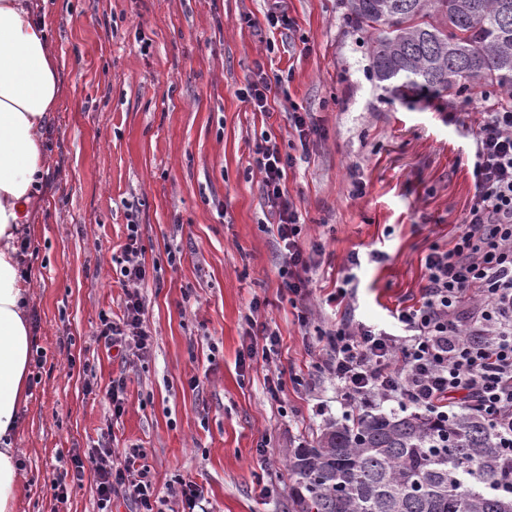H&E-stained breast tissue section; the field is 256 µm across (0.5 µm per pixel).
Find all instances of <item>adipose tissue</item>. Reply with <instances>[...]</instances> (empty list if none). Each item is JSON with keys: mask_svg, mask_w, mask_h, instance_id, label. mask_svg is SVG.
I'll return each mask as SVG.
<instances>
[{"mask_svg": "<svg viewBox=\"0 0 512 512\" xmlns=\"http://www.w3.org/2000/svg\"><path fill=\"white\" fill-rule=\"evenodd\" d=\"M59 93L47 24L27 0H0V512H16L23 494L13 439L34 344L16 242L44 175L41 131Z\"/></svg>", "mask_w": 512, "mask_h": 512, "instance_id": "1", "label": "adipose tissue"}]
</instances>
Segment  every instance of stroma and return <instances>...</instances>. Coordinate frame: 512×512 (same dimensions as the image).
I'll list each match as a JSON object with an SVG mask.
<instances>
[{"label": "stroma", "mask_w": 512, "mask_h": 512, "mask_svg": "<svg viewBox=\"0 0 512 512\" xmlns=\"http://www.w3.org/2000/svg\"><path fill=\"white\" fill-rule=\"evenodd\" d=\"M30 2L49 24L61 92L48 173L21 227L43 358L14 440L18 512H97L93 475L64 505L47 485L104 439L142 449L158 491L196 482L204 512H292L289 455L348 415L312 349L336 321V288L350 279L355 321L399 333L393 313L418 298L424 256L452 246L471 206L481 89L389 100L342 0H287L288 31L267 28L265 0ZM258 67L283 78L264 112L235 94ZM295 110L322 127L286 178L307 242L324 244L305 327L253 167L262 137L297 147ZM132 220L156 270L142 290L154 343L124 366L95 331L123 312L116 269ZM255 298L281 340L273 360L243 362ZM121 373L116 419L104 392ZM89 375L98 393L86 394ZM275 378L281 403L267 392Z\"/></svg>", "instance_id": "stroma-1"}]
</instances>
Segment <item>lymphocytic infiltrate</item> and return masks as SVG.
Listing matches in <instances>:
<instances>
[{
  "label": "lymphocytic infiltrate",
  "mask_w": 512,
  "mask_h": 512,
  "mask_svg": "<svg viewBox=\"0 0 512 512\" xmlns=\"http://www.w3.org/2000/svg\"><path fill=\"white\" fill-rule=\"evenodd\" d=\"M472 168L475 193L452 248L425 258L419 300L395 313L393 334L350 318L325 331L321 369L336 380L344 404L358 415L386 402L422 409L437 421L473 413L512 452V103L493 100L475 122ZM301 158L264 139L254 149L266 205L275 220L282 263L278 273L294 301L309 294L321 244L306 245L299 209L286 190L289 169ZM139 225L127 227L120 268L125 289L121 317L102 316L96 333L121 361L144 357L153 345L140 292L150 279ZM141 449L127 448L113 461L106 447L73 455L72 466L50 490L63 503L86 474L96 478L97 512H112L120 498L131 512H165L168 499L195 512L202 491L177 479L159 495Z\"/></svg>",
  "instance_id": "1"
}]
</instances>
